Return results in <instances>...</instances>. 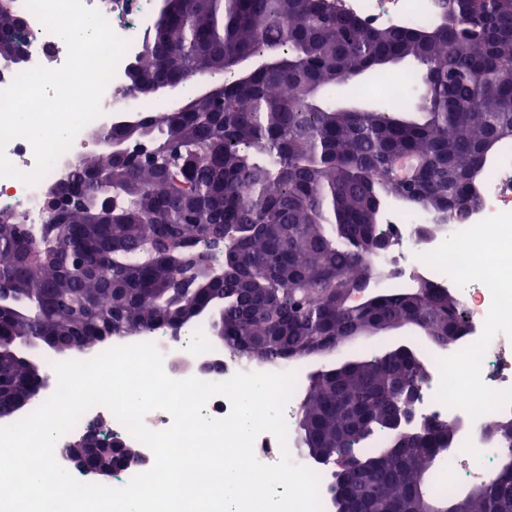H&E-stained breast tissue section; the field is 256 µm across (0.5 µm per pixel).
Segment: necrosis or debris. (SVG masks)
Returning <instances> with one entry per match:
<instances>
[{
	"label": "necrosis or debris",
	"mask_w": 512,
	"mask_h": 512,
	"mask_svg": "<svg viewBox=\"0 0 512 512\" xmlns=\"http://www.w3.org/2000/svg\"><path fill=\"white\" fill-rule=\"evenodd\" d=\"M84 3L101 10L130 46L102 98L103 114L78 133L70 149L45 174L48 182L61 178L74 159L94 149L95 131L170 109L169 103L140 100L125 88L127 70L138 58L142 36L153 22V0ZM346 7L375 27H432L441 18L437 0H347ZM20 13L27 33L25 60L20 67L0 69V88L7 87L18 72L37 66L57 68L66 60L62 39L47 32L28 8H21ZM41 190L38 184L29 186L16 178H0V210L14 212L26 224L43 223ZM480 195L479 208L462 224H436L431 213L418 208L385 210L381 221L393 245L376 260L386 270L390 287L419 277L438 288L455 290L462 299L471 333L454 351L428 353L430 380L422 389L417 413L438 422L468 421L470 433L460 436L453 455L441 458L438 472L444 476L449 469L462 470L476 483L486 478L489 463L500 454L498 442L485 438V420L512 416V331L503 325L504 319L512 318V142L502 144L488 163L480 181ZM431 223L437 226L435 233L418 238V226ZM471 238L481 239L479 251L449 253V240L463 243ZM209 333L208 323L199 320L176 329H154L141 339L156 345L165 370L176 379L195 375V365L202 359L223 363L224 371L217 376L221 382L239 372L255 371V364L208 343Z\"/></svg>",
	"instance_id": "obj_1"
}]
</instances>
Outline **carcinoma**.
Segmentation results:
<instances>
[{"instance_id":"cac0c4a2","label":"carcinoma","mask_w":512,"mask_h":512,"mask_svg":"<svg viewBox=\"0 0 512 512\" xmlns=\"http://www.w3.org/2000/svg\"><path fill=\"white\" fill-rule=\"evenodd\" d=\"M431 34L374 28L338 0H173L137 61L157 84L227 72L272 55L275 65L224 85L195 112H162L101 132L112 152L72 162L59 187L82 193L39 234L0 210V334L49 336L90 349L153 324L180 326L193 308L218 312L212 338L248 361L292 363L349 336L406 325L436 349L461 335L457 294L424 282L377 291L380 213L397 200L463 221L496 146L512 141V0H439ZM423 67L421 105L338 108L342 78ZM297 88L293 96L282 87ZM160 140L137 162L123 148ZM19 348L0 353V409L39 390ZM420 370L373 354L314 378L299 436L348 457L329 499L358 512H512V439L497 469L465 495L433 486L442 454L397 445L383 425L393 386ZM432 444L457 438L437 422Z\"/></svg>"}]
</instances>
